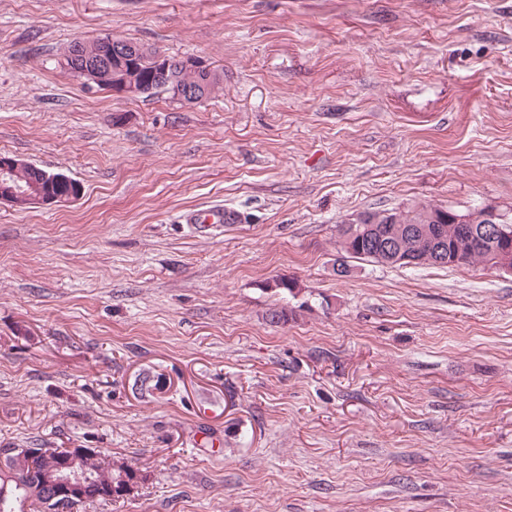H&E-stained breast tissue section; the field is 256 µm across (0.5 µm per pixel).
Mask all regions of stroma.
<instances>
[{"label": "stroma", "instance_id": "stroma-1", "mask_svg": "<svg viewBox=\"0 0 512 512\" xmlns=\"http://www.w3.org/2000/svg\"><path fill=\"white\" fill-rule=\"evenodd\" d=\"M107 34L224 89L55 69ZM0 155L83 187L0 204V448L137 467L97 512H512V274L336 232L512 213V0H0ZM217 203L247 223H180ZM109 38L110 36H105L92 42L73 41L57 61L58 66L68 75L83 81L84 85H94L128 96L149 98L167 94L173 100V92L176 90L174 101L181 105H194L201 101L196 93L187 89L189 87L203 89V100L223 90L222 72L211 69L208 65L186 66L184 60L192 57L178 58L168 55L171 65L165 72L156 61L154 54L157 49L131 42L128 43L135 48V52L126 56L128 60L124 61L122 68L126 69L124 74L134 78L140 93L137 95L138 90L134 84L123 83L112 89L117 81L115 68L119 65L113 64V68L95 66V62L109 52L105 43ZM181 88L187 90L183 91ZM442 206H417L407 210H364L357 213L353 218L337 225L340 249L351 257L369 259L376 263L387 265L407 266L409 257L417 262L414 265L423 263L438 264L433 259L435 249L442 244L444 250L436 253L438 262L448 261V250L456 249L455 259H450L447 266L482 264L490 266L488 247L474 238L470 243H461L458 227L461 224L460 234L468 237L476 233L475 224L469 216L459 215ZM448 215V222L444 230L440 229L438 234L439 243L431 247L423 233L418 235H405L406 227L419 225L422 228L435 227L442 224L441 219ZM359 222V223H357ZM403 231V232H402ZM400 232V233H399ZM390 236L396 249L393 252H386L382 248L381 239ZM399 255L398 258H396ZM408 255L409 257H405ZM403 262H400L403 259ZM449 263H455L449 265Z\"/></svg>", "mask_w": 512, "mask_h": 512}]
</instances>
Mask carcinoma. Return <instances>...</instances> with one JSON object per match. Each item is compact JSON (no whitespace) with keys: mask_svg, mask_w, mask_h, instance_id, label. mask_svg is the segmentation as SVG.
<instances>
[{"mask_svg":"<svg viewBox=\"0 0 512 512\" xmlns=\"http://www.w3.org/2000/svg\"><path fill=\"white\" fill-rule=\"evenodd\" d=\"M106 40L108 37L105 36L92 42H72L57 61L58 66L87 86L112 89L117 71L109 66H95V62L109 52ZM134 48L135 52L127 56L122 67L125 74L134 78L140 89L139 96L143 98L158 94L171 97L177 89L196 87L204 90V98L208 99L223 90L224 76L216 69L187 66L184 59L171 56V65L165 72L156 61L155 49L139 44ZM13 170L16 183L24 188L34 186L45 197L61 198L82 189L77 180L71 178L60 182L58 173L17 156L14 157ZM446 215L447 208L427 205L407 210H364L337 225L340 249L352 257L381 264L405 266L407 262L403 258L407 255L419 264L434 265L435 248L425 236L421 233L407 235L405 231L411 225L432 228ZM387 235L395 245V250L390 253L382 248L381 239ZM438 238L444 249L457 251L453 259L455 265H489L488 247L477 239L470 243L462 242L456 225H446ZM75 452L74 448H37L31 454H0V486L7 485L8 492L6 498H0V512H27L29 505L36 508V512H53L51 499L55 493L43 486V471L50 463ZM83 464L94 475L95 481L88 488L85 499L71 502L72 509L77 506L92 508L103 501L119 499L134 488L135 474L128 464H117L89 448L85 449Z\"/></svg>","mask_w":512,"mask_h":512,"instance_id":"carcinoma-1","label":"carcinoma"}]
</instances>
